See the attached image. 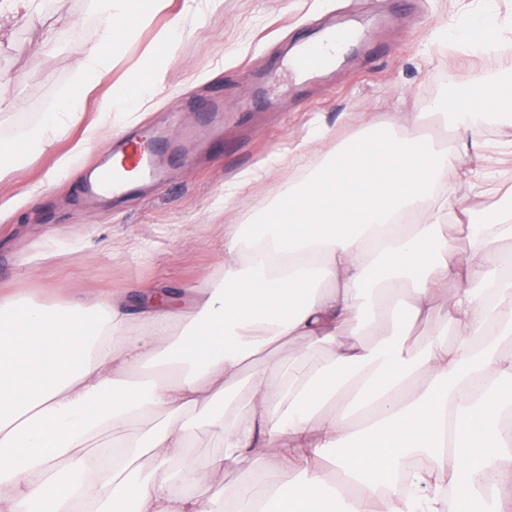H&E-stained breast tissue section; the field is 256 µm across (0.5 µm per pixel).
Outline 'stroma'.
Instances as JSON below:
<instances>
[{"label": "stroma", "mask_w": 512, "mask_h": 512, "mask_svg": "<svg viewBox=\"0 0 512 512\" xmlns=\"http://www.w3.org/2000/svg\"><path fill=\"white\" fill-rule=\"evenodd\" d=\"M183 6L171 0L138 26L54 145L29 151L0 182L1 291L53 308L71 298L89 304L109 295L132 299L155 288L187 298L206 272L223 285L225 225L257 216L274 188L301 182L317 156L354 132L461 94L474 67L500 82L512 60L501 52L474 57L449 34L458 19L483 11L484 0H221L201 15ZM176 12L183 32L175 54L160 60L157 95L123 128L151 127L173 111L181 114V128H194L201 111L218 103L224 110L220 143L197 145L188 162L170 164L164 187L118 202L89 205L76 168L49 182L56 161L107 108L113 87L130 83L143 57L159 52ZM62 19L70 23L65 40L38 51ZM331 21L358 24L360 40L328 76L296 80L283 63L288 50ZM99 27L91 0H44L36 18L0 19V74L21 77L9 90L16 106L0 109V142L23 141L56 110ZM316 127L326 132L316 157L301 156L300 144ZM181 128L171 129L173 141H180ZM479 137L492 148L472 167L493 172V180L452 172L448 192L485 209L512 187V130L484 127ZM246 176L247 190L215 208L225 188ZM35 185L41 188L36 202L14 206V196Z\"/></svg>", "instance_id": "35a3bbf8"}]
</instances>
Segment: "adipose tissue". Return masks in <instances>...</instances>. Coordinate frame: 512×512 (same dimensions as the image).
Segmentation results:
<instances>
[{"label":"adipose tissue","instance_id":"ef3b65f1","mask_svg":"<svg viewBox=\"0 0 512 512\" xmlns=\"http://www.w3.org/2000/svg\"><path fill=\"white\" fill-rule=\"evenodd\" d=\"M99 37L79 79L30 136L50 148L78 111L87 86L109 72L116 45L166 0H94ZM494 10L454 27L455 40L490 51ZM114 88L113 125L156 90ZM475 74L464 97L431 106L454 146L422 134L421 116L400 132L372 125L352 135L301 186L278 188L260 220L224 227V285L201 278L183 307L129 312L109 301L55 308L0 297V512H441L418 478L405 498L380 499L406 453L427 450L461 490L458 512H475L476 479L495 474L494 512H512V313L490 309L488 288L512 303V189L477 212L442 194L448 174L477 159L480 127L512 126V103L486 94ZM468 217L465 237L442 228L449 211ZM425 329L427 348L407 335ZM454 341H447V333ZM298 341L330 358L306 376L258 368L260 354ZM148 369L131 378L130 369ZM246 382L247 410L227 414L230 389ZM224 437L208 468L193 460L201 426ZM260 463L297 472L285 486L227 484L209 474ZM342 492L328 485L331 475Z\"/></svg>","mask_w":512,"mask_h":512}]
</instances>
